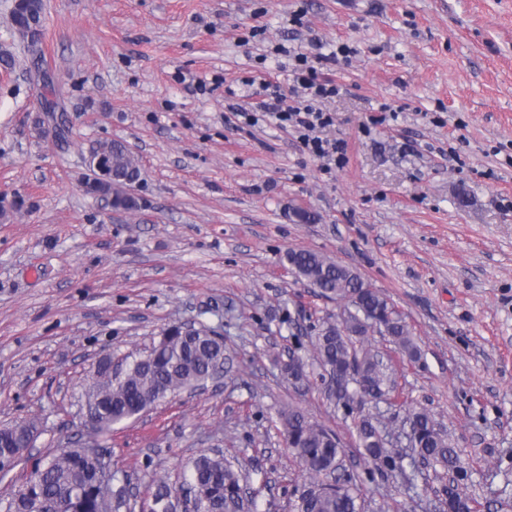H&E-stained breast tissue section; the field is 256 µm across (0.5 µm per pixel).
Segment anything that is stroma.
<instances>
[{
	"instance_id": "35a3bbf8",
	"label": "stroma",
	"mask_w": 512,
	"mask_h": 512,
	"mask_svg": "<svg viewBox=\"0 0 512 512\" xmlns=\"http://www.w3.org/2000/svg\"><path fill=\"white\" fill-rule=\"evenodd\" d=\"M13 3L0 0V425L39 420L30 456L84 432L100 356L120 369L168 327L203 324L224 334L228 376L99 439L129 512L211 450L253 469L260 512H289L288 404L367 472L313 359L343 306L284 261L308 249L378 289L421 349L411 363L368 335L393 365L388 431L428 410L469 461L477 512H512V0H44L36 64ZM343 44L348 61L321 71L341 88L325 135L346 164L324 172L292 133L233 119L236 104L258 111L265 70L287 104L303 99L279 46ZM111 140L139 160L137 210L85 191L90 147ZM292 354L299 387L280 368ZM408 476L366 482L364 512H438L447 475Z\"/></svg>"
}]
</instances>
